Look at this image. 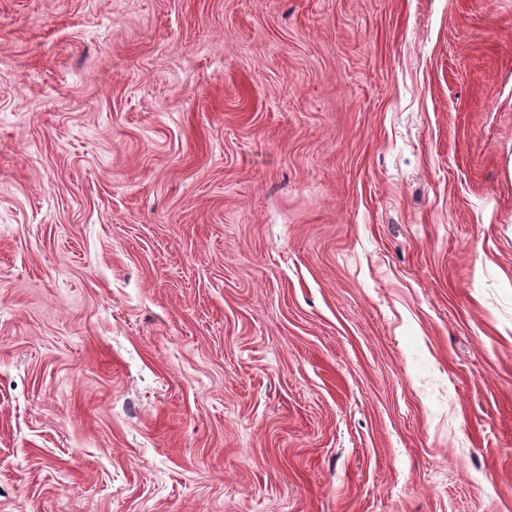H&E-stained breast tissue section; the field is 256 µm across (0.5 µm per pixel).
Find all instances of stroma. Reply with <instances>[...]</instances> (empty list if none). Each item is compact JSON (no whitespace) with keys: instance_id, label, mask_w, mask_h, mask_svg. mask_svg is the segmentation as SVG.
<instances>
[{"instance_id":"stroma-1","label":"stroma","mask_w":512,"mask_h":512,"mask_svg":"<svg viewBox=\"0 0 512 512\" xmlns=\"http://www.w3.org/2000/svg\"><path fill=\"white\" fill-rule=\"evenodd\" d=\"M0 512H512V0H0Z\"/></svg>"}]
</instances>
